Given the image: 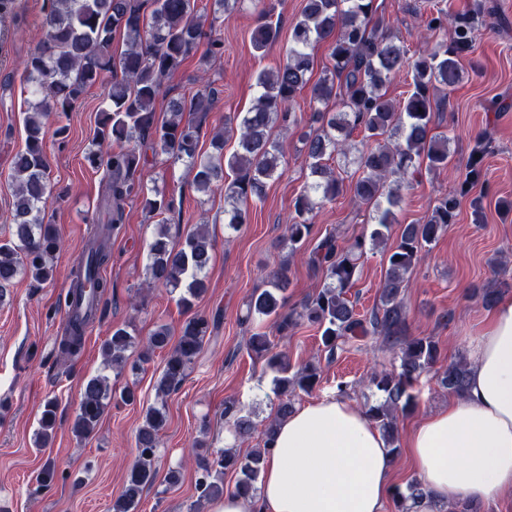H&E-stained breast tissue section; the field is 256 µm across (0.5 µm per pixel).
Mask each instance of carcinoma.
<instances>
[{"label": "carcinoma", "mask_w": 512, "mask_h": 512, "mask_svg": "<svg viewBox=\"0 0 512 512\" xmlns=\"http://www.w3.org/2000/svg\"><path fill=\"white\" fill-rule=\"evenodd\" d=\"M269 7L267 21L252 34L253 47L264 50L280 36ZM495 7L474 0L469 9L452 12L442 8L427 14L426 29L445 37L425 42L417 56L408 54L403 41L377 15L374 0H305L300 17L292 25L291 45L286 59L273 72L257 78L258 95L252 106L227 119L224 128L210 140V152L201 151L202 118L211 111L220 90L208 82L189 96L170 100L163 115L156 102L163 81L178 70L191 55L200 62L224 55V40L206 34L197 0H44L42 36L35 51L24 61L33 101L23 120L25 148L13 162L15 201L12 234L0 240V297L3 289L20 278L40 285L53 278L50 256L56 251L59 234L44 219L51 198L48 160L45 151V124L52 116L74 110L85 92L104 74H112L105 107L99 112L95 135L85 161L105 172L99 215L101 229L92 246L71 269L77 290L101 296L108 288L101 275L108 263L110 233L125 221V203L141 199L143 208L156 215L176 211L174 197L141 180L145 153L141 142L149 141L155 156L182 163L192 174L194 189L202 194L224 186V224L237 232L249 223V205L266 197L269 182L285 172L280 145L272 129H288L297 124L291 106L309 85L312 74L310 49L320 43L330 46L332 60L324 76L311 88L317 127L300 133L301 152L309 170L303 191L294 199L293 221L286 226L289 253L302 247L312 235L313 216L327 202L348 189L353 198L371 209L372 227L347 239L335 234L320 238L311 250L308 264L322 273L325 282L313 297L298 308L287 307L283 292L290 284L289 269L277 270L267 288L254 292L246 304V319H272L276 332L288 334L299 321L317 326L323 351L331 361L348 340L372 336L395 354L390 369L370 373L368 386L383 393V402L370 405L366 415L381 429L391 452H397L398 416L416 408L414 385L441 360V349L431 336H411L407 332V312L403 295L419 253L433 244L453 223L461 199L470 194L484 177V162L492 152L491 141L479 134L474 139L468 171L457 188L437 199L425 220L407 224L395 246L387 251V267L379 299L362 315L348 297L357 280L360 260L386 244L394 222V209L403 201L402 191L425 173L448 167L451 159L448 134L435 133L431 126L438 86H454L463 77L461 59L473 49L477 33L489 27L486 17ZM120 32L127 49L119 57L110 51L112 33ZM411 77L412 90L400 102L386 98L383 87L397 77ZM363 133L362 147L351 149L348 139L354 131ZM235 139L236 150L224 157V143ZM343 158L331 168L328 161ZM234 177L224 179V168ZM148 249L146 274L149 283L181 290L179 304L190 309L207 290L206 273L213 260L214 241L199 228L178 242L170 240L166 220ZM512 288L507 282L496 288L474 286L472 296L483 306L494 307ZM209 320L195 315L183 324L175 345L170 330L156 327L142 342L138 361L144 363L155 351H167L157 379V396L165 398L178 391L187 377L189 365L199 354ZM84 321L66 324L60 349L69 356L82 346ZM135 338L122 327L112 330L104 341L102 354L121 372L131 359ZM270 337L256 333L247 340V349L267 367L280 373L276 379L279 399L275 419L264 430L263 447L242 457L233 451L196 457L195 488L201 499L224 495V486L213 474L236 472L241 477L231 492L251 498L275 432L276 421L292 413L291 396L297 391L312 392L320 380V367L300 366L290 372L287 357L273 351ZM469 365L464 357L448 362L440 385L462 395ZM112 384L102 375L83 381L81 401L71 432L86 439L96 430L112 398ZM235 401L224 406V418L235 439L244 441L256 430L250 416ZM58 404L45 401L36 444L43 448L57 424ZM166 425L164 411L147 408L136 436L137 456L128 471L121 495L112 503V512H136L143 489L155 482L158 471L154 457ZM423 496L417 480L406 491L394 492L398 509L409 498Z\"/></svg>", "instance_id": "obj_1"}]
</instances>
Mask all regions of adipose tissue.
<instances>
[{
  "label": "adipose tissue",
  "mask_w": 512,
  "mask_h": 512,
  "mask_svg": "<svg viewBox=\"0 0 512 512\" xmlns=\"http://www.w3.org/2000/svg\"><path fill=\"white\" fill-rule=\"evenodd\" d=\"M407 446L426 491L408 512L512 500V299L473 345L465 393L424 417ZM391 471L379 427L346 398H323L280 420L255 498L228 493L212 512H383Z\"/></svg>",
  "instance_id": "adipose-tissue-1"
}]
</instances>
